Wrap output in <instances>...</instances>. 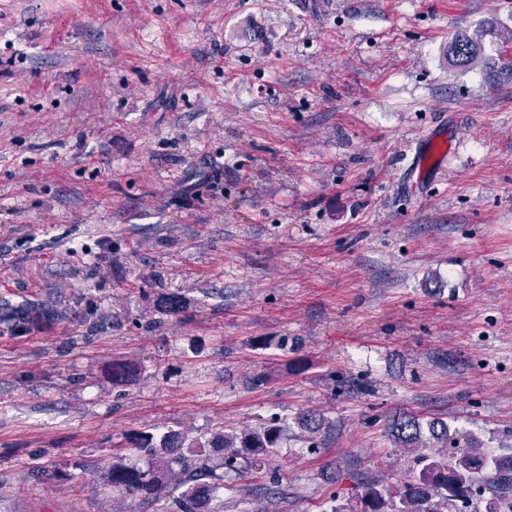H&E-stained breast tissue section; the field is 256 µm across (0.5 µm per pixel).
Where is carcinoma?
Returning <instances> with one entry per match:
<instances>
[{"label": "carcinoma", "mask_w": 512, "mask_h": 512, "mask_svg": "<svg viewBox=\"0 0 512 512\" xmlns=\"http://www.w3.org/2000/svg\"><path fill=\"white\" fill-rule=\"evenodd\" d=\"M482 53V41L465 32L448 42V64L453 68L472 67ZM54 319V310L43 303L0 306V324L7 329L38 330ZM136 371L135 364L115 359L112 383L125 384ZM292 420L315 447L332 426L317 410L299 411ZM287 432L288 424L273 418L253 428H221L199 438L176 431L160 435L150 428L132 430L112 456L108 482L112 490L137 496L159 512H224V501L241 492L238 481L249 467L273 459ZM386 433L395 447L414 454L399 491L361 482L355 495H333L321 512H460L477 491L484 512H512V448L494 452L463 438L449 454L434 452V443H448V422L405 411L388 419ZM129 453L147 459L149 466L144 469L127 460Z\"/></svg>", "instance_id": "cac0c4a2"}]
</instances>
